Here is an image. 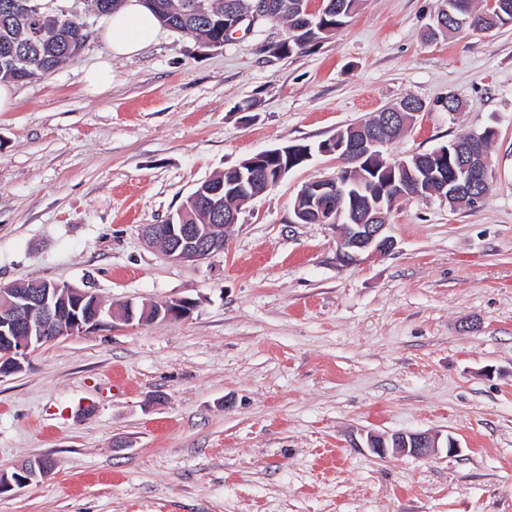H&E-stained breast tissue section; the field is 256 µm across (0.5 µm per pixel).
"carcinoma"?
Segmentation results:
<instances>
[{"instance_id": "cac0c4a2", "label": "carcinoma", "mask_w": 512, "mask_h": 512, "mask_svg": "<svg viewBox=\"0 0 512 512\" xmlns=\"http://www.w3.org/2000/svg\"><path fill=\"white\" fill-rule=\"evenodd\" d=\"M13 0H0V81L18 82L20 76L6 67V62L20 63L29 61L27 71L23 76L33 79L52 72L67 60L76 57L89 38V32L83 29V21L70 13H51L41 16L34 12L28 15L13 13L11 3ZM333 3V6L323 12L322 26H313L301 32L293 31L297 25L296 17L300 7V0H280V7L269 16L271 20H283L288 24V37L279 43L267 48H260L264 53L284 56L298 55L306 52L314 43L325 40L346 25L347 19L360 6V0H324V3ZM252 0H147L145 5L160 20L161 24L182 31V34L193 40L203 43L205 41H224V15L227 13L242 14L250 10ZM449 12L453 19L446 23V32L468 30L472 25H483L497 29L502 25L512 23V11L502 13L491 18L484 11L473 7V0H441L439 13ZM431 27L429 35L434 37L442 31ZM382 115L372 120L351 126L339 133V138L345 140H359L369 135L370 131L378 127ZM496 133L491 128L471 135L468 134L456 139L463 145H474L481 150L489 149L490 143L495 139ZM295 152L287 158L269 157L264 160L263 169L269 177L274 178L287 161L294 162V166L303 164L302 151L305 145L293 146ZM434 163L444 172L451 173L457 167V155L452 152L439 157L433 153H421L411 156L405 163L391 164L385 157H374L367 160V166L361 168V174L356 176L358 186L369 190L375 195L381 194L385 186L392 180L397 181L402 174L411 171L420 172V166ZM186 215L189 224H212L214 217L210 208L201 205L198 210L175 213V220Z\"/></svg>"}]
</instances>
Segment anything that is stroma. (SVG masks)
I'll list each match as a JSON object with an SVG mask.
<instances>
[{"instance_id": "obj_1", "label": "stroma", "mask_w": 512, "mask_h": 512, "mask_svg": "<svg viewBox=\"0 0 512 512\" xmlns=\"http://www.w3.org/2000/svg\"><path fill=\"white\" fill-rule=\"evenodd\" d=\"M0 112V286L43 279L105 304L189 298L184 319L114 317L0 379V474L53 472L0 512H512V24L425 37L440 0H362L348 25L275 58L265 22L219 48L163 30L108 58L107 17ZM112 61V83L85 71ZM462 103L448 114L443 102ZM407 97L400 160L496 131L483 203L403 200L395 249L346 264L293 204L319 153L248 204L222 252L167 260L142 231L257 153L315 147ZM433 432L459 452L378 456L368 433ZM85 81L94 92H100L112 82V67L109 61H103L85 73ZM55 467L53 461L49 458H38L34 462H30L20 467L21 471L26 475L25 479H20L17 484L13 483L7 476H0V494L5 489L12 490L15 486L23 487L30 484L33 480L45 478L50 475Z\"/></svg>"}]
</instances>
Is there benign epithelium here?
I'll return each mask as SVG.
<instances>
[{
  "label": "benign epithelium",
  "instance_id": "7a95c632",
  "mask_svg": "<svg viewBox=\"0 0 512 512\" xmlns=\"http://www.w3.org/2000/svg\"><path fill=\"white\" fill-rule=\"evenodd\" d=\"M274 8V0H253L252 11L238 15L224 22V33L228 34L239 26L256 22ZM394 110L390 118L384 120L383 127L360 141L336 142V146L322 147L319 153L336 157V162L355 171L369 154H379L388 145L386 127L401 117ZM280 156V150H267L245 162L248 170L243 176L248 182L238 187L244 191L253 188L262 179L258 167L264 156ZM491 176L489 159L483 154H472L470 161L461 167L460 173L451 180H437L440 198L465 197L479 202L483 195L479 187L489 182ZM435 178L429 171L424 176H414V181L392 183L385 188L391 204L420 195V183ZM352 185L349 178L337 181L333 178H316L308 182L302 194L308 201L305 211L299 216L306 221L332 224L338 231V255L343 261H357L364 254H386L395 246L389 234V225L381 221V202L368 203L367 212L372 214L366 223L354 224L346 211V199L351 196ZM237 218L236 214L224 217L222 224H176L169 217L163 224H149L143 229V238L150 245L159 244L164 256L176 262L198 261L222 250L226 241V231ZM196 302L187 299H172L160 303L145 304L136 309L132 304L121 308L125 321L152 322L157 320H178L191 314ZM105 315L102 301L97 294L73 288L67 284L46 280L31 281V288L0 290V378L12 375L23 368V363L31 351L41 344L63 337L83 333L98 326ZM368 445L381 457L389 452L428 459L444 448L449 452L460 449L457 441L428 432L395 433L391 436L371 434ZM55 467L49 458H39L21 466L26 478L13 483L8 477L0 476V493L16 486L23 487L34 480L50 475Z\"/></svg>",
  "mask_w": 512,
  "mask_h": 512
}]
</instances>
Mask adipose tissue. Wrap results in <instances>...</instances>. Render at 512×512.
I'll return each instance as SVG.
<instances>
[{
  "label": "adipose tissue",
  "instance_id": "ef3b65f1",
  "mask_svg": "<svg viewBox=\"0 0 512 512\" xmlns=\"http://www.w3.org/2000/svg\"><path fill=\"white\" fill-rule=\"evenodd\" d=\"M161 26L142 0H124L112 14L102 38L110 56H131L157 42Z\"/></svg>",
  "mask_w": 512,
  "mask_h": 512
}]
</instances>
